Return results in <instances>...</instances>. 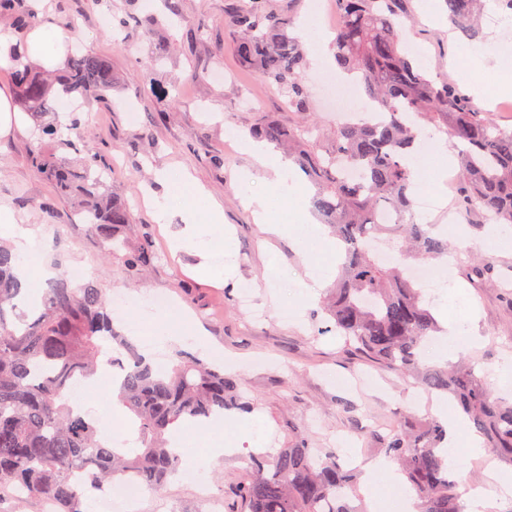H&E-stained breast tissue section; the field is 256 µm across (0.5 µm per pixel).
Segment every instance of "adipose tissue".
Wrapping results in <instances>:
<instances>
[{
	"label": "adipose tissue",
	"instance_id": "obj_1",
	"mask_svg": "<svg viewBox=\"0 0 512 512\" xmlns=\"http://www.w3.org/2000/svg\"><path fill=\"white\" fill-rule=\"evenodd\" d=\"M65 40V33L51 23L39 25L30 34L31 62L51 69L60 67L64 60L60 47ZM242 146L255 163L265 170L268 182L280 195L285 196L296 191V184L287 183L285 179V174L290 168L288 160L272 154L266 143L258 140L243 138ZM453 160L452 151L441 138L437 139L433 154L413 153L411 163L415 169L423 173L419 181L420 187L430 190L441 185L448 175V165ZM193 185V201L183 213L187 229L172 241L173 252L205 250L211 253L217 251L232 253L234 250L232 237L221 235L219 232V226L224 222L223 202L202 185ZM248 205L264 222L266 233L279 238H295L303 252L310 253L324 248L332 250L336 247L335 239L328 236L322 225L304 224L296 229L282 223L279 213L271 207L267 197L249 198ZM36 236V229L18 224L12 211L0 206V238L10 240L19 256L23 257L24 263L20 269V276L27 281L35 277L45 281L55 275L54 269L49 265L35 264L31 261Z\"/></svg>",
	"mask_w": 512,
	"mask_h": 512
}]
</instances>
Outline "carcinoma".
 <instances>
[{
  "label": "carcinoma",
  "instance_id": "cac0c4a2",
  "mask_svg": "<svg viewBox=\"0 0 512 512\" xmlns=\"http://www.w3.org/2000/svg\"><path fill=\"white\" fill-rule=\"evenodd\" d=\"M298 2L224 0V25L235 34L232 48L240 63L284 93L293 111L309 113L307 62L295 35ZM444 2L453 25L480 39L482 0ZM4 14L13 17L18 37L8 52L19 103L40 136L53 140L57 127L43 118L52 112L55 86L66 95L104 93L112 89V67L94 53L75 51L54 81L27 58L26 33L38 21L30 0H0ZM336 14V65L355 75L384 119L360 118L330 132L311 124L285 129L269 120L254 129L287 147L288 158L314 181L315 205L344 251L324 305L325 332L400 378L451 397L496 458L512 466V403L496 397L472 365L422 362L423 345L441 330L440 323L418 282L385 264L368 243L386 235L410 264L448 255V239L434 233L435 225L421 223L412 209L416 171L408 162L409 149L429 130L461 144L457 206L472 227L483 229L487 212L512 226V128H502L448 81L433 79L407 51L401 30L410 18V0H336ZM37 165L59 193L73 197L103 255L125 245L122 230L131 224V212L107 180L93 176L91 165L61 166L44 156ZM350 168L360 179L348 178ZM385 213L395 215L396 223H380ZM149 261L142 248L124 258L135 273ZM21 263L0 240V496L23 488V500L36 506L49 500L57 512H86L88 492L103 491L129 475L160 489L183 462L169 447L173 427L248 409L237 379L192 353H180L168 372L155 370L116 328L95 280L62 275L50 282L39 303L23 309L29 291L16 273ZM468 270L481 282H493V266L485 258L471 255ZM110 361L128 366L117 399L135 417L137 439L126 453L103 444L97 422L69 405L72 380H85ZM445 437L438 421L411 412L388 434L375 436L417 494L421 512H464L461 486L448 474ZM253 471L247 483L230 490L242 512H355L349 498L358 473L333 453L319 454L302 436L272 456L255 459Z\"/></svg>",
  "mask_w": 512,
  "mask_h": 512
}]
</instances>
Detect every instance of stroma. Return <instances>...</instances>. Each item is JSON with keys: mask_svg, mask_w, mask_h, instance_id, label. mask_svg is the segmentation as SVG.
<instances>
[{"mask_svg": "<svg viewBox=\"0 0 512 512\" xmlns=\"http://www.w3.org/2000/svg\"><path fill=\"white\" fill-rule=\"evenodd\" d=\"M170 14L167 0H34L39 20L67 29L71 45L91 51L112 64L114 84L101 100L68 112L59 124L61 137L25 134L0 137V205L11 208L19 223L39 231L40 255L52 267L83 268L107 298L124 297L115 323L127 327L139 318L142 298L168 295L175 307L202 328L204 342H173L162 347L164 366L177 362L181 350L201 358L224 355L225 372L238 375L241 392L253 407L249 413H226L223 420L200 431L196 461L217 495L244 481L256 454L255 425H262L267 454L287 447L292 437L307 436L313 447L337 450L340 459L369 463L381 458L370 431L390 427L406 413L433 419L437 392H423L395 373L348 351L334 336L317 335L324 315L316 301L294 295L292 282L276 279L274 267L292 268L305 276L307 261L292 238L274 239L262 231L247 197L268 193L265 174L251 157L230 142L232 132L250 135L260 123L297 126L304 115L291 111L287 98L255 72L243 67L224 28V0H176ZM425 0H412V21L403 32L420 49L432 77L456 85L475 106L512 126V112H498L495 94L498 68L493 51L512 45V18L487 0L482 40L473 41L453 29L445 7L427 14ZM155 15L156 40L166 43L157 55L153 43L140 37V21ZM201 21V35L187 45L185 20ZM86 134L76 148L64 146L69 121ZM53 156L78 166L95 159L108 171L114 193L128 204L133 220L124 239L127 247L149 243L151 260L142 274L127 271L123 254L103 258L92 235L79 227L71 200L59 196L33 163L35 156ZM189 170L224 202V227L235 243L234 273L220 283L205 271L201 257L170 250L173 233L184 227L182 213L166 224L153 221L147 195L161 193L154 180L158 169ZM49 200L54 216L38 207ZM433 221L448 228L460 254L453 265L437 264L442 279L455 280L456 296L447 289L430 290L433 311L464 322L475 342L466 353L475 371L499 396L512 400V387L495 374L512 357V253L487 246L474 237L451 196L439 199ZM491 257L493 285H478L466 276L463 247ZM251 286L252 306L239 303L242 286ZM477 317H470V308ZM234 453H223L225 442ZM142 512H206L196 482L180 479L163 491H146Z\"/></svg>", "mask_w": 512, "mask_h": 512, "instance_id": "obj_1", "label": "stroma"}]
</instances>
